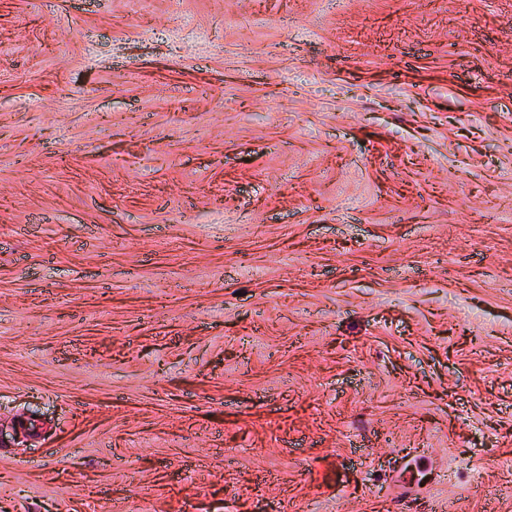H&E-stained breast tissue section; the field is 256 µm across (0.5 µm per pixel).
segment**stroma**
<instances>
[{"label": "stroma", "mask_w": 512, "mask_h": 512, "mask_svg": "<svg viewBox=\"0 0 512 512\" xmlns=\"http://www.w3.org/2000/svg\"><path fill=\"white\" fill-rule=\"evenodd\" d=\"M327 503L512 512V0H0V512Z\"/></svg>", "instance_id": "1"}]
</instances>
